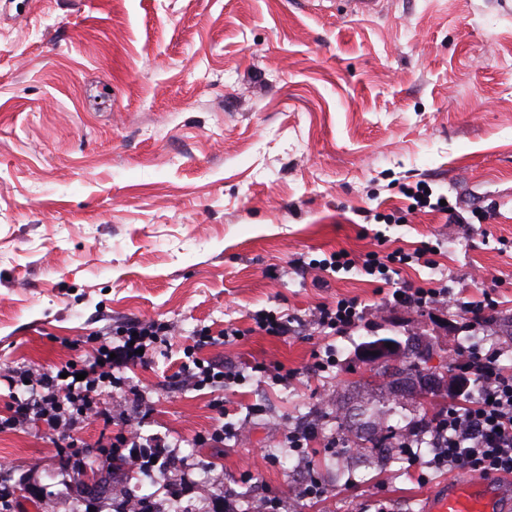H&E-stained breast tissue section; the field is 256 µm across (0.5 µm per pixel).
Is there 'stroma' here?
I'll return each instance as SVG.
<instances>
[{"instance_id": "1", "label": "stroma", "mask_w": 512, "mask_h": 512, "mask_svg": "<svg viewBox=\"0 0 512 512\" xmlns=\"http://www.w3.org/2000/svg\"><path fill=\"white\" fill-rule=\"evenodd\" d=\"M421 180L453 215L407 213L400 188ZM425 242L431 264L399 280L446 279L449 300L423 313L384 304L371 276L311 266ZM490 288L495 314L512 316V0H394L367 20L336 0H0V367L57 371L134 321L174 334L114 391L111 426L76 431L110 496L77 475L62 486L43 423L0 431L15 512H114L127 492L164 501L160 477L96 453L129 425L178 443L193 480L182 512L270 493L278 512H423L452 478L428 467L431 446L337 475L336 408L373 381L362 344L376 336H419L439 368L471 348L503 349L512 368V338L461 330V303ZM343 297L366 324L307 325ZM260 310L290 314L288 335L255 331ZM229 326L243 337L215 342ZM190 347L245 382L187 384ZM301 424L320 431L304 456L287 443ZM223 426L222 443H199ZM312 476L327 490L315 502L301 495Z\"/></svg>"}]
</instances>
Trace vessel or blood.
Returning <instances> with one entry per match:
<instances>
[{"mask_svg": "<svg viewBox=\"0 0 512 512\" xmlns=\"http://www.w3.org/2000/svg\"><path fill=\"white\" fill-rule=\"evenodd\" d=\"M346 16L381 14L389 0H341ZM425 512H512V476L496 474L452 480L428 497Z\"/></svg>", "mask_w": 512, "mask_h": 512, "instance_id": "obj_1", "label": "vessel or blood"}]
</instances>
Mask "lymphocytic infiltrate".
<instances>
[{
  "instance_id": "lymphocytic-infiltrate-1",
  "label": "lymphocytic infiltrate",
  "mask_w": 512,
  "mask_h": 512,
  "mask_svg": "<svg viewBox=\"0 0 512 512\" xmlns=\"http://www.w3.org/2000/svg\"><path fill=\"white\" fill-rule=\"evenodd\" d=\"M425 244L414 252L395 250L386 254L371 251L357 257L345 250L330 253L319 261L322 271L362 272L383 281L385 296L393 307L425 310L444 298L447 287L439 280L419 285L395 286L394 277L403 266L432 254ZM367 312L353 298L337 299L335 304L316 307L312 322L319 332L342 334L360 326ZM171 328L156 320L139 321L118 331L112 342L94 347L88 358L74 359L62 374L29 375L27 398L14 399L7 416L0 418V430H11L29 421L43 422L55 434V444L63 465L78 463L82 442L74 434L78 421L93 418L111 424L105 406L107 388H119L125 373L146 364L156 344L168 343ZM499 350L460 352L454 366L479 387L477 397H465L443 407L435 424V451L429 462L435 469L458 472L512 474V372L499 363ZM99 454L118 467L146 475L174 465L176 446H147L138 429L118 433L110 444L99 445Z\"/></svg>"
}]
</instances>
